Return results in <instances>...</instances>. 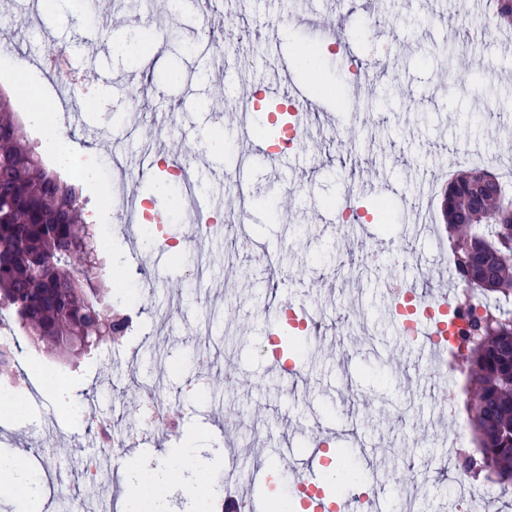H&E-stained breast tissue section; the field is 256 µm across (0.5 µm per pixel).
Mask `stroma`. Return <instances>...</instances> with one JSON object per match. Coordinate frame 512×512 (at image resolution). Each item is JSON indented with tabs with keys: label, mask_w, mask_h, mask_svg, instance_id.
<instances>
[{
	"label": "stroma",
	"mask_w": 512,
	"mask_h": 512,
	"mask_svg": "<svg viewBox=\"0 0 512 512\" xmlns=\"http://www.w3.org/2000/svg\"><path fill=\"white\" fill-rule=\"evenodd\" d=\"M363 3L207 0L202 11L198 0L173 9L161 0H57L48 11L0 0V92L25 85L34 102L56 100L35 57L64 62L82 89L67 106L76 124L51 111L33 121L31 138L54 163L57 135L81 151L85 219L121 212L135 192L170 237L188 243L194 207L173 205L168 189L148 192L159 170L144 168V156L156 147L177 163L192 157L201 197L219 202L224 216L223 236L197 244L205 271L187 298L171 290L188 270L185 254L157 255L137 224L96 225L109 280L140 290L142 312L127 338L104 340L73 361L17 334L21 374L0 384V457H24L47 512H60L58 486L74 487L88 506L107 489L80 483V468L98 451L97 427L81 399L61 407L41 395L48 372L80 396L97 391L100 414L138 436L127 456L146 465L178 455L188 437L218 450L220 468L201 482L218 501L249 489L251 512H272L273 497L288 493L287 481L272 490L263 473L309 457L323 440L359 462L386 512L452 504L458 462L448 444L461 425L436 403L445 380L434 362L396 334L390 290L414 278L417 263L430 287L453 288L442 202L450 175L466 168L463 155L512 175V31L474 35L461 47L455 34L473 17L467 0H379L370 11ZM336 23L342 30L331 50L325 34ZM250 40L264 50L254 65L241 52ZM313 49L320 77L336 82L338 95H315L314 80L293 68L295 84L319 106L294 143V160H239L237 132L218 127L215 115L260 85L279 57ZM19 56L26 70H16ZM88 128L96 137L85 136ZM98 164L111 166V185L96 178ZM219 165L246 187V200L212 178ZM421 194L426 229L412 220ZM378 200L389 203V221L339 230L318 219L327 210L369 211ZM291 298L305 300L321 324L303 342L295 377L258 351L267 316ZM227 375L236 384L230 395L220 387ZM158 391L177 424L142 431L143 406ZM326 425L333 437L324 436Z\"/></svg>",
	"instance_id": "35a3bbf8"
}]
</instances>
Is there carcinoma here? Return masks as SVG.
<instances>
[{
    "label": "carcinoma",
    "instance_id": "1",
    "mask_svg": "<svg viewBox=\"0 0 512 512\" xmlns=\"http://www.w3.org/2000/svg\"><path fill=\"white\" fill-rule=\"evenodd\" d=\"M496 26H512V0H494ZM26 125L13 119L0 93V311L21 330L74 358L103 336L127 333L128 317L112 311L104 281L80 278L81 267L100 262L96 232L79 223L83 188L64 179L28 146ZM472 168L445 189L448 242L458 278L495 304L469 317L459 297L458 328L466 348L474 440L484 449L470 462L475 477L507 489L512 485V224L501 223L508 190L494 180L483 192ZM13 345L0 344V376L16 378Z\"/></svg>",
    "mask_w": 512,
    "mask_h": 512
}]
</instances>
